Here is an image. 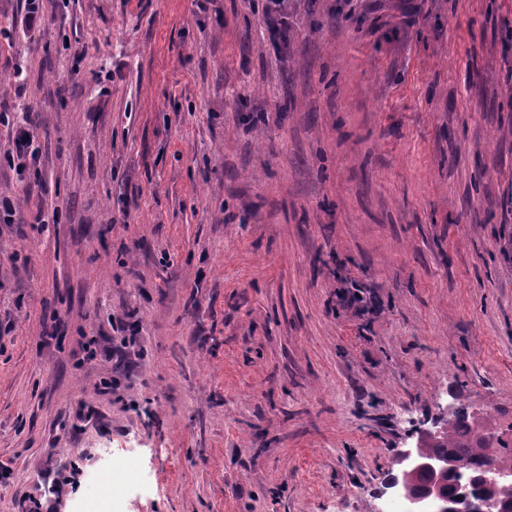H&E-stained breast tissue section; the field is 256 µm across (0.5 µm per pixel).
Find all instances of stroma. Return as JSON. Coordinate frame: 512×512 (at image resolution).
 Masks as SVG:
<instances>
[{
    "label": "stroma",
    "instance_id": "1",
    "mask_svg": "<svg viewBox=\"0 0 512 512\" xmlns=\"http://www.w3.org/2000/svg\"><path fill=\"white\" fill-rule=\"evenodd\" d=\"M293 5L0 0V512H377L439 392L512 428V0ZM106 471L92 474L86 481L88 486L87 511L112 512L115 493L112 491V485L105 480Z\"/></svg>",
    "mask_w": 512,
    "mask_h": 512
}]
</instances>
